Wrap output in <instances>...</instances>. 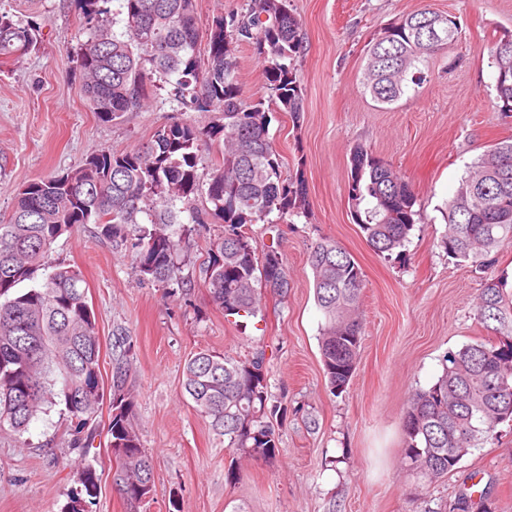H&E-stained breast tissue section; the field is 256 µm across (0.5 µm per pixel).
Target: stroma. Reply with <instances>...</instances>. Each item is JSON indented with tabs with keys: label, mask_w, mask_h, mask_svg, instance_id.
<instances>
[{
	"label": "stroma",
	"mask_w": 512,
	"mask_h": 512,
	"mask_svg": "<svg viewBox=\"0 0 512 512\" xmlns=\"http://www.w3.org/2000/svg\"><path fill=\"white\" fill-rule=\"evenodd\" d=\"M455 16L459 38L434 57L426 82L382 106L363 89L368 45L422 5ZM306 49L294 61L305 101L299 124L272 115L269 134L285 174L303 170L306 215L277 225L249 224L259 249L281 253L287 296L263 292L253 317L225 315L210 298L202 267L222 223L192 233L186 288L176 293L139 280L131 255L113 253L91 224L75 225L46 255L76 265L99 328L103 356L125 329L137 356L132 384L142 445L154 461L149 512H453L469 475L488 492L490 512H512V421L440 479L409 474L402 462V416L409 398L432 386L447 352L486 339L475 317L486 277L512 288V246L492 251L486 270L448 257L440 245L446 206L468 166L490 145L512 138L501 112L491 48L512 34V0H290ZM0 12L34 24L38 44L19 60L0 59V221L16 189L76 168L93 154L139 148L172 122L198 126L215 112L172 105L102 121L87 102L73 59L83 19L73 0H0ZM369 147L414 188L418 216L401 256L369 247L347 204L350 153ZM335 239L359 264L362 344L346 390L333 395L320 354L324 317L307 262L321 238ZM244 361L265 354V384L282 406L280 453L273 460L228 447L192 407L182 381L196 352ZM110 412L93 421L89 454L68 447L67 415L55 406L23 439L0 431V512H61L73 473L91 462L101 489L90 512H129L112 488L107 457Z\"/></svg>",
	"instance_id": "stroma-1"
}]
</instances>
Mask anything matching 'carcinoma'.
<instances>
[{"mask_svg": "<svg viewBox=\"0 0 512 512\" xmlns=\"http://www.w3.org/2000/svg\"><path fill=\"white\" fill-rule=\"evenodd\" d=\"M110 2L75 0L84 26L73 54L91 109L109 122L169 102L182 112H220L223 121L207 128L173 122L158 128L145 147L102 151L64 172V179L32 180L17 189L10 220L0 223V429L20 438L40 414L62 404L70 418L68 444L82 449L93 447L92 421L103 403L101 343L81 271L45 263L57 238L76 224H94L112 251L133 254L142 280L181 288L191 225L221 222L224 234L209 241L202 262L207 287L224 315L249 317L258 311L262 290L285 296L291 284L281 255L259 253L243 227L272 224L274 213L298 216L307 204L303 171L285 176L269 137L273 112L296 122L303 110L293 62L304 45L288 0H249L241 12L213 17L204 36L195 0H118L117 22ZM36 32L0 12V58L30 53ZM457 34L452 16L426 6L402 16L367 50L366 91L381 105L395 104L427 81L429 60ZM203 37L204 64L196 54ZM243 44L265 63L264 96L247 97L239 84L236 51ZM491 58L499 108L512 112V35L494 44ZM206 140L219 143L220 156L204 181L198 148ZM350 160L354 223L375 252L401 253L418 215L412 185L365 146L354 147ZM201 196L209 206H196ZM447 221L441 246L475 267L512 244V139L493 144L461 179L448 200ZM308 262L324 316L321 360L338 395L357 368L363 273L329 239L311 248ZM25 281L29 288L13 292ZM475 316L489 338L448 352L437 381L406 405L403 460L414 475L433 479L453 472L462 451L482 447L499 424L512 421V291L486 278ZM111 363L112 484L134 510L139 498L152 495L154 465L135 421L130 337H113ZM264 364L262 351L245 361L200 351L186 362L183 389L228 447L272 460L279 453L281 407L267 406ZM97 481L91 465L78 469L63 512H89Z\"/></svg>", "mask_w": 512, "mask_h": 512, "instance_id": "obj_1", "label": "carcinoma"}]
</instances>
